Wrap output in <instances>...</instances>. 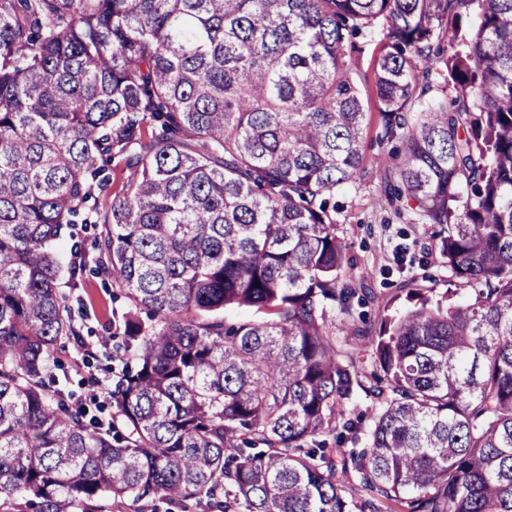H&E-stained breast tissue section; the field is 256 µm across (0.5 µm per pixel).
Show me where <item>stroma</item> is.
I'll list each match as a JSON object with an SVG mask.
<instances>
[{
	"instance_id": "1",
	"label": "stroma",
	"mask_w": 512,
	"mask_h": 512,
	"mask_svg": "<svg viewBox=\"0 0 512 512\" xmlns=\"http://www.w3.org/2000/svg\"><path fill=\"white\" fill-rule=\"evenodd\" d=\"M399 139L383 135L377 112L367 116L364 136V172L350 189L336 192L337 236L354 258L353 275L366 281L376 296L362 311L368 323L379 326L390 298L412 278L425 280L436 296L457 303L456 285L435 251L437 229L419 223L408 203L399 208L382 202L383 177L397 162ZM103 225H76L71 236L63 237L59 252L63 265L80 263L85 267L76 283L62 281L67 305L80 333L78 340H61L57 355L64 365L60 380L70 404L87 407L90 413L108 416L107 392L122 367L116 357L115 337L125 302L114 299L112 283L95 271L97 243Z\"/></svg>"
}]
</instances>
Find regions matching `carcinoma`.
<instances>
[{
    "label": "carcinoma",
    "instance_id": "1",
    "mask_svg": "<svg viewBox=\"0 0 512 512\" xmlns=\"http://www.w3.org/2000/svg\"><path fill=\"white\" fill-rule=\"evenodd\" d=\"M378 25L383 200L443 226L464 299L411 279L373 335L330 199L363 172ZM99 219L128 299L110 423L53 375L55 242ZM116 498L512 512V0H0V512Z\"/></svg>",
    "mask_w": 512,
    "mask_h": 512
}]
</instances>
